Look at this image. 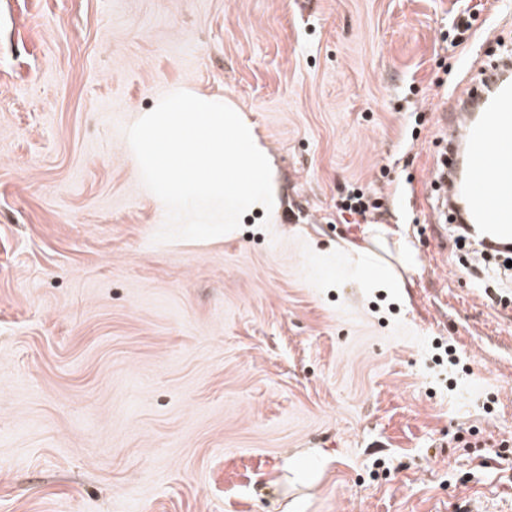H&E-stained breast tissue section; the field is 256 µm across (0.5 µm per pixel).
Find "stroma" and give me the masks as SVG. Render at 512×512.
I'll use <instances>...</instances> for the list:
<instances>
[{
	"label": "stroma",
	"instance_id": "35a3bbf8",
	"mask_svg": "<svg viewBox=\"0 0 512 512\" xmlns=\"http://www.w3.org/2000/svg\"><path fill=\"white\" fill-rule=\"evenodd\" d=\"M499 39L503 0H0V512L511 505L512 283L433 227L439 109ZM177 85L252 121L277 224L154 242L125 131ZM377 226L416 266L347 274ZM381 199L382 196L374 189L349 184L342 191L339 210L341 213L347 212L353 216V223L360 224V221L367 223V217L382 207ZM356 217H359L360 220Z\"/></svg>",
	"mask_w": 512,
	"mask_h": 512
}]
</instances>
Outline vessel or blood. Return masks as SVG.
<instances>
[{"instance_id":"1","label":"vessel or blood","mask_w":512,"mask_h":512,"mask_svg":"<svg viewBox=\"0 0 512 512\" xmlns=\"http://www.w3.org/2000/svg\"><path fill=\"white\" fill-rule=\"evenodd\" d=\"M440 114L445 212L487 252L512 250V57L467 81Z\"/></svg>"}]
</instances>
